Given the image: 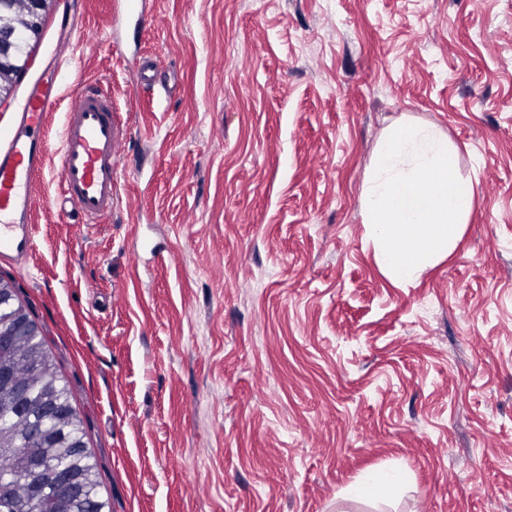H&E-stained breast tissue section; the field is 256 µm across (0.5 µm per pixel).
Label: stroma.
Instances as JSON below:
<instances>
[{
    "mask_svg": "<svg viewBox=\"0 0 512 512\" xmlns=\"http://www.w3.org/2000/svg\"><path fill=\"white\" fill-rule=\"evenodd\" d=\"M48 0L0 143L61 62L36 248L0 263L105 512H512V0ZM154 59L151 80L134 64ZM126 127L109 218L58 214L83 85ZM431 122L477 181L457 249L379 269L362 189ZM400 470L396 500L349 490Z\"/></svg>",
    "mask_w": 512,
    "mask_h": 512,
    "instance_id": "stroma-1",
    "label": "stroma"
}]
</instances>
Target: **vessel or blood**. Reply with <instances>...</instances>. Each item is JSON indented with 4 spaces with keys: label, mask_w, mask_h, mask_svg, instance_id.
Segmentation results:
<instances>
[{
    "label": "vessel or blood",
    "mask_w": 512,
    "mask_h": 512,
    "mask_svg": "<svg viewBox=\"0 0 512 512\" xmlns=\"http://www.w3.org/2000/svg\"><path fill=\"white\" fill-rule=\"evenodd\" d=\"M59 71L44 70L14 116L13 132L0 145V261L21 264L36 246L31 222L34 190L48 158L46 121L59 104ZM124 149L123 127L100 89L78 91L65 114L59 149L61 210L97 224L112 211L116 168Z\"/></svg>",
    "instance_id": "vessel-or-blood-1"
}]
</instances>
